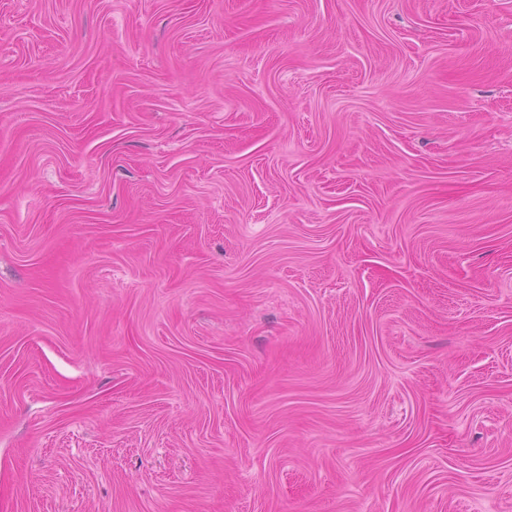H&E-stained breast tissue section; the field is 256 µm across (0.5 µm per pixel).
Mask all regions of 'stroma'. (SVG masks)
<instances>
[{
    "label": "stroma",
    "instance_id": "stroma-1",
    "mask_svg": "<svg viewBox=\"0 0 512 512\" xmlns=\"http://www.w3.org/2000/svg\"><path fill=\"white\" fill-rule=\"evenodd\" d=\"M0 512H512V0H0Z\"/></svg>",
    "mask_w": 512,
    "mask_h": 512
}]
</instances>
